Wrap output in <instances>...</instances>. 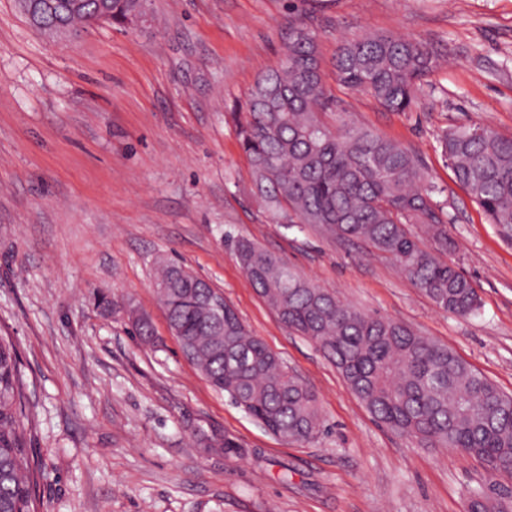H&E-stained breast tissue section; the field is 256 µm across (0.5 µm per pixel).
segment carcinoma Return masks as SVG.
<instances>
[{
  "instance_id": "1",
  "label": "carcinoma",
  "mask_w": 512,
  "mask_h": 512,
  "mask_svg": "<svg viewBox=\"0 0 512 512\" xmlns=\"http://www.w3.org/2000/svg\"><path fill=\"white\" fill-rule=\"evenodd\" d=\"M52 2L43 25L60 24L77 36L93 14L107 12L123 24L144 5ZM437 60L420 41L377 33L341 43L334 67L343 87L372 96L390 112H405ZM335 105L315 31L294 29L278 65L257 77L231 113L267 209L287 229L316 224L339 238L365 242L398 264L437 307L458 316L476 314L481 302L474 284L439 258L451 245L448 213L418 157L345 121L328 126L321 114ZM438 147L457 182L512 240V135L473 123L443 131ZM232 245L257 295L281 323L322 350L378 422L423 447L460 448L486 464L487 482L470 491L469 512H512V493L497 481L512 476V395L447 346L345 303L257 244L238 239ZM155 264L170 330L210 384L287 439L310 442L322 434L315 393L247 330L230 305H224V316L217 314L207 281L166 258ZM133 332L145 343L154 335L144 316L135 320ZM28 403L16 349L0 337V512H42L24 427ZM196 443L226 454L238 448L216 433H201Z\"/></svg>"
}]
</instances>
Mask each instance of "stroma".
Instances as JSON below:
<instances>
[{"mask_svg":"<svg viewBox=\"0 0 512 512\" xmlns=\"http://www.w3.org/2000/svg\"><path fill=\"white\" fill-rule=\"evenodd\" d=\"M317 34L342 119L416 153L447 203V258L477 315L438 308L392 261L265 207L228 120L298 25ZM390 32L445 57L412 108L336 81L344 41ZM484 123L512 134V0H149L134 27L71 41L0 0V335L17 348L27 445L44 512H467L482 460L379 424L336 366L281 324L231 245L245 238L355 308L448 346L512 394V242L455 180L437 137ZM219 289L252 335L317 395L326 430H266L183 356L154 288L158 257ZM147 315L139 343L119 309ZM217 432L237 455L198 448Z\"/></svg>","mask_w":512,"mask_h":512,"instance_id":"stroma-1","label":"stroma"}]
</instances>
